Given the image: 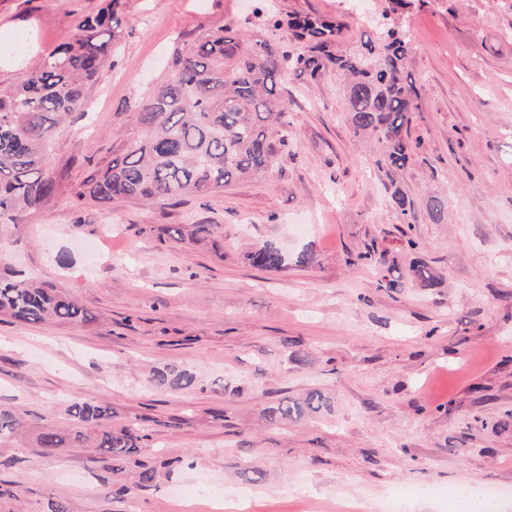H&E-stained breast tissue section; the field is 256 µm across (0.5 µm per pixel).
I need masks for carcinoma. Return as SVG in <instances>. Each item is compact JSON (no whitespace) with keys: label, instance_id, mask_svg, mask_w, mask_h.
<instances>
[{"label":"carcinoma","instance_id":"1","mask_svg":"<svg viewBox=\"0 0 512 512\" xmlns=\"http://www.w3.org/2000/svg\"><path fill=\"white\" fill-rule=\"evenodd\" d=\"M119 6L120 0H106L97 13L78 19L72 40L42 55L18 78L0 82V224L22 223L54 196L59 180L52 171L51 131L85 106L88 87L111 63L121 38ZM267 22L272 31L287 28L305 51L287 55L269 37L247 39L224 26L175 48L165 80L135 106L133 127L113 139L111 156L88 172L75 197L101 203L138 200L165 208L188 196L220 194L267 171L275 155L271 136L286 126L280 84L295 71L317 80L332 68L346 79L353 130L376 141L392 208L401 223H412L415 203L395 180L413 160L409 131L419 111V93L408 70L410 31L387 23L376 39L341 52L342 27L333 20L294 15L283 21L271 14ZM35 43L28 33L18 45H0V54L24 60ZM426 208L434 223H447L446 197H431ZM248 259L278 272L291 262L309 266L315 257L301 250L290 258L267 241ZM0 318L22 325L94 320L76 298L21 272L0 276ZM152 382L187 389L195 379L186 371L158 369ZM327 409L326 397L313 392L302 402L285 398L271 413L293 420ZM67 413L76 423L68 433L38 426L36 444L43 453L82 447L93 449L96 459L113 460L134 454L148 438L134 423L112 427V406L104 400H75ZM28 424L22 413L0 405V443Z\"/></svg>","mask_w":512,"mask_h":512}]
</instances>
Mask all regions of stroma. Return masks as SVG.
Instances as JSON below:
<instances>
[{
    "instance_id": "obj_1",
    "label": "stroma",
    "mask_w": 512,
    "mask_h": 512,
    "mask_svg": "<svg viewBox=\"0 0 512 512\" xmlns=\"http://www.w3.org/2000/svg\"><path fill=\"white\" fill-rule=\"evenodd\" d=\"M103 4L0 0V33H34L48 52ZM270 8L339 22L344 51L375 34L340 0H121L114 64L50 146L57 193L0 225V274L53 283L94 316L0 322V403L67 430L70 401L95 396L113 425L147 435L132 457L96 463L86 448L42 454L27 432L1 443L0 462L18 463L0 465V480L19 495L0 512H45L51 498L68 512H214L220 492L237 494L240 512H471L487 487L505 490L497 510L512 512V0H428L401 17L415 35L419 146L397 180L415 223L391 208L333 70L286 77L289 136L273 167L223 195L166 209L74 195L166 78L176 44L220 26L264 33ZM436 194L448 197L444 224L426 213ZM268 240L315 262L250 265ZM418 261L433 286L379 288ZM167 367L194 385L151 384ZM315 390L328 411L271 419L281 399ZM163 454L183 467L140 484Z\"/></svg>"
}]
</instances>
